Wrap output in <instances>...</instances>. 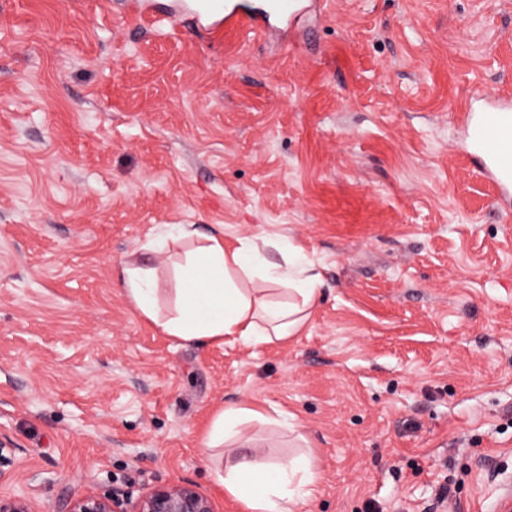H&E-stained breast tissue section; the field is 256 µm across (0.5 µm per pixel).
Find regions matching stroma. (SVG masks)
I'll use <instances>...</instances> for the list:
<instances>
[{
  "label": "stroma",
  "instance_id": "obj_1",
  "mask_svg": "<svg viewBox=\"0 0 512 512\" xmlns=\"http://www.w3.org/2000/svg\"><path fill=\"white\" fill-rule=\"evenodd\" d=\"M489 91L512 96V0H322L295 38L0 0V495L190 483L240 512L204 441L249 405L245 455L310 458L304 512H500L512 207L456 126ZM178 224L303 247L306 326L217 346L143 318L111 272L173 287L192 243L149 244Z\"/></svg>",
  "mask_w": 512,
  "mask_h": 512
}]
</instances>
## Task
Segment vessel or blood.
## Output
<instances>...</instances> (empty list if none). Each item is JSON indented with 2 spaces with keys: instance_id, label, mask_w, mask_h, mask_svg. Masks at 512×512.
I'll list each match as a JSON object with an SVG mask.
<instances>
[{
  "instance_id": "obj_1",
  "label": "vessel or blood",
  "mask_w": 512,
  "mask_h": 512,
  "mask_svg": "<svg viewBox=\"0 0 512 512\" xmlns=\"http://www.w3.org/2000/svg\"><path fill=\"white\" fill-rule=\"evenodd\" d=\"M304 0H266L259 12L241 17L232 0H191V13L199 29L216 32L248 20L252 30L266 32L271 17L300 23ZM482 108L465 102L457 120L468 141V157L480 174L496 189L499 201L512 204V97L486 93Z\"/></svg>"
}]
</instances>
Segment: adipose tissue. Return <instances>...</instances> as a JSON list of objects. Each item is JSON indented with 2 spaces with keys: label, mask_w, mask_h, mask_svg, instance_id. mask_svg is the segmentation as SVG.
Returning a JSON list of instances; mask_svg holds the SVG:
<instances>
[{
  "label": "adipose tissue",
  "mask_w": 512,
  "mask_h": 512,
  "mask_svg": "<svg viewBox=\"0 0 512 512\" xmlns=\"http://www.w3.org/2000/svg\"><path fill=\"white\" fill-rule=\"evenodd\" d=\"M278 250L284 257L280 264L252 238H239L228 247L223 237L208 236L179 267L170 316L161 313L162 290L154 274L122 265L112 277L143 317L182 342L285 341L310 317L321 296L322 277L300 246L286 241ZM258 279L287 287V303L269 301L254 288ZM217 479L244 512H301L315 482L306 458L257 461L232 448Z\"/></svg>",
  "instance_id": "ef3b65f1"
}]
</instances>
